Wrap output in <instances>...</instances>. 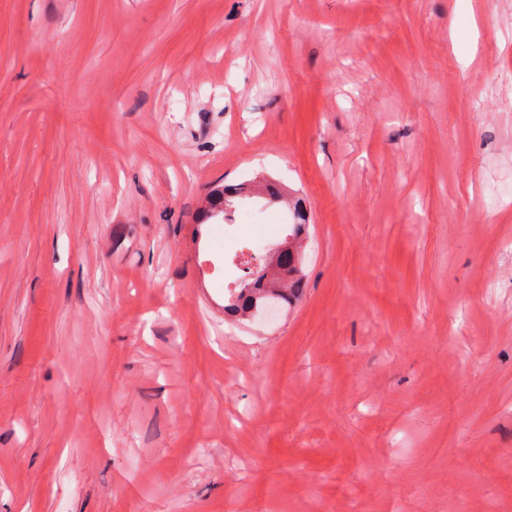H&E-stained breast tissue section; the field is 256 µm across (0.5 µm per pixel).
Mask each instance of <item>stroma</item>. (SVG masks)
Instances as JSON below:
<instances>
[{
  "label": "stroma",
  "instance_id": "35a3bbf8",
  "mask_svg": "<svg viewBox=\"0 0 512 512\" xmlns=\"http://www.w3.org/2000/svg\"><path fill=\"white\" fill-rule=\"evenodd\" d=\"M0 512H512V0H0ZM308 224L298 214L294 224H288V234L278 245L288 243V248L277 256L240 254L241 259L236 268L240 270L238 288H228L227 304L224 313H231L238 321H251L258 312L271 302L289 304L296 296L303 277L302 261L292 248L293 240H298L307 233ZM276 260L279 267L288 268V282L282 285L279 280L269 277L267 262Z\"/></svg>",
  "mask_w": 512,
  "mask_h": 512
}]
</instances>
